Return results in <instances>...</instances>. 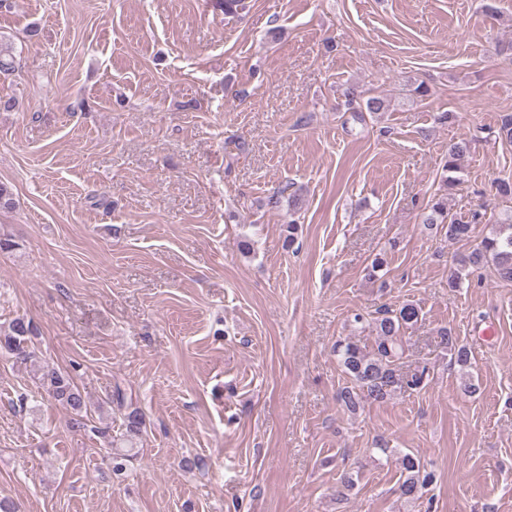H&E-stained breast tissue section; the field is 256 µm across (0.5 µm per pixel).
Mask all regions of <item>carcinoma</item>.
<instances>
[{"label": "carcinoma", "mask_w": 512, "mask_h": 512, "mask_svg": "<svg viewBox=\"0 0 512 512\" xmlns=\"http://www.w3.org/2000/svg\"><path fill=\"white\" fill-rule=\"evenodd\" d=\"M347 105L355 112H380L385 101L377 96L362 99L354 88L346 90ZM469 150L468 142H456L448 148V155L441 167V179L445 186H457L463 181V162ZM429 213L423 223L445 231L448 239L463 241L471 238L472 224L448 219V194L436 195L428 204ZM485 266H491L497 278L512 283V218L502 224L493 225L490 235L483 237L479 245L459 261V266L448 276V287L457 288L463 278L473 275ZM420 308L413 303H404L396 308L382 306L373 312L356 311L350 323L357 329L375 332L374 343L362 346L352 337L336 340V356L346 385L337 393L341 407L354 412L367 403H382L395 394H413L423 389L429 381L430 368L426 365L413 370L403 368L405 357L404 335L416 325ZM32 325L22 318L14 319L8 329L0 333V350L25 362L35 357L31 348ZM440 346L448 351L453 362L462 371V387L473 396L480 390L469 373L470 351L460 344L452 330L443 328L439 333ZM41 385L55 400L66 405L80 416L87 410L82 394L71 379L62 373L46 368L41 372ZM378 451L395 458L400 469L399 497L406 503L421 498L423 490L434 480V473L426 470L421 458L399 448L380 447Z\"/></svg>", "instance_id": "carcinoma-1"}]
</instances>
